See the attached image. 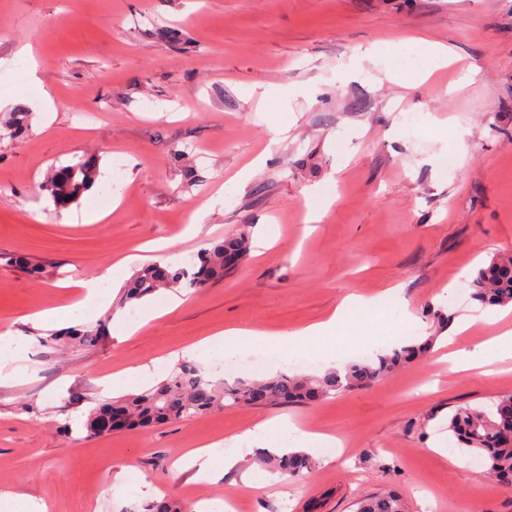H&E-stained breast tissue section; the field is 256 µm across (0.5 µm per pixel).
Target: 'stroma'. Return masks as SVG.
Returning <instances> with one entry per match:
<instances>
[{"mask_svg":"<svg viewBox=\"0 0 512 512\" xmlns=\"http://www.w3.org/2000/svg\"><path fill=\"white\" fill-rule=\"evenodd\" d=\"M420 37L455 56L425 82ZM373 45L382 55L362 59ZM269 84L281 97L261 102ZM20 107L29 136L0 135V252L43 275L0 265V333L24 340L29 368L0 381V491L43 498L48 512H144V482L187 504L231 498L241 512L313 502L353 512L389 491L406 512H512V487L466 454L433 451L448 439V413L512 393V372L465 380L431 358L311 404L215 411L107 439L85 428L112 374L156 359L162 380L171 354L213 332L300 328L350 292L401 285L421 337L440 313L474 319L469 338L492 331L462 285L512 254V0H0V113ZM86 154L120 202L97 185L55 209L41 190L48 172ZM261 155L243 192L224 194ZM311 189L334 202L307 226ZM102 209L107 222L86 223ZM245 225L253 247L242 266L181 291L178 307L134 335L59 347L31 319L78 299L77 281L127 255L149 257L162 242L161 261L183 262ZM445 287L453 299L436 304ZM168 297L131 305L119 288L85 324L108 327ZM283 414L347 434L346 452L312 449L316 467L298 478L271 477L252 454L216 481L180 469L190 449Z\"/></svg>","mask_w":512,"mask_h":512,"instance_id":"obj_1","label":"stroma"}]
</instances>
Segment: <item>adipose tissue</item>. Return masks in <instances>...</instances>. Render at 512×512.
<instances>
[{
    "instance_id": "obj_1",
    "label": "adipose tissue",
    "mask_w": 512,
    "mask_h": 512,
    "mask_svg": "<svg viewBox=\"0 0 512 512\" xmlns=\"http://www.w3.org/2000/svg\"><path fill=\"white\" fill-rule=\"evenodd\" d=\"M116 284L113 268H106L97 278L79 282L81 300L37 312L33 320L38 325L51 328L79 322L87 313L88 302L107 301ZM471 325V320H461L454 329L453 337L446 340L449 347L447 360L452 372L477 378L490 375L492 365L512 364V329H501L496 335L478 342L463 340V333ZM381 326V321L375 315L373 299L353 293L345 296L336 310L322 321L283 331L230 327L192 345L185 350L184 356L210 363L218 361L230 369L243 355L262 352L267 355L272 368L276 369L296 357L312 354L322 360L324 367L330 368L339 361L335 342L342 329L349 327L361 336L373 339L379 334ZM272 439L308 448H329L336 442L331 435L305 431L282 416L256 423L242 434L233 436L227 445L213 442L193 449L185 455L184 460L188 466L196 469L198 476L217 479L222 470L217 471L212 467L216 456H223V470H229L243 455L265 447Z\"/></svg>"
}]
</instances>
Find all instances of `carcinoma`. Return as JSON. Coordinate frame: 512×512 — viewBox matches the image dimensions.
Returning a JSON list of instances; mask_svg holds the SVG:
<instances>
[{"instance_id": "obj_1", "label": "carcinoma", "mask_w": 512, "mask_h": 512, "mask_svg": "<svg viewBox=\"0 0 512 512\" xmlns=\"http://www.w3.org/2000/svg\"><path fill=\"white\" fill-rule=\"evenodd\" d=\"M30 113L19 108L10 113L6 129L18 139L29 130ZM98 176V160L90 157L75 164L51 170L42 189L53 203L65 207L76 202L91 189ZM250 234L243 229L200 252L186 266L150 263L134 275L125 299L139 301L161 289L191 288L196 291L210 287L224 278V272L235 268L248 255ZM470 296L485 308L512 304V256H497L478 269L468 281ZM95 346L101 330L78 326L51 338ZM436 337L410 342L346 365L343 370L331 369L319 376L297 377L285 374L258 381L243 382L228 388L205 377L193 363L178 364L165 380L136 394H128L95 408L88 416V432L99 438L112 435L105 430L113 418L123 420V429H149L171 421L189 420L241 406L261 407L273 404L310 403L327 399L337 393L364 389L391 372L423 360ZM450 439L459 449L476 455L487 474L503 485L512 478V394L498 396L488 407H459L447 418ZM258 463L289 477L311 470L316 460L304 451L266 454ZM148 512H188L184 503L173 495L149 504ZM357 512H405L403 502L391 494L363 499Z\"/></svg>"}]
</instances>
